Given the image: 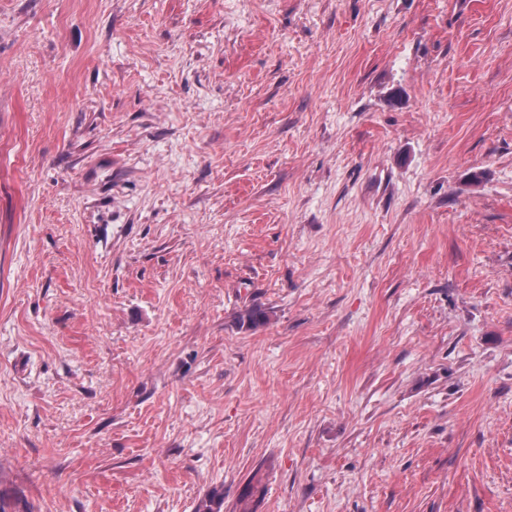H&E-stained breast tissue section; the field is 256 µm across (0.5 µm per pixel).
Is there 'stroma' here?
Here are the masks:
<instances>
[{"instance_id":"35a3bbf8","label":"stroma","mask_w":512,"mask_h":512,"mask_svg":"<svg viewBox=\"0 0 512 512\" xmlns=\"http://www.w3.org/2000/svg\"><path fill=\"white\" fill-rule=\"evenodd\" d=\"M251 477L512 512V0H0V490Z\"/></svg>"}]
</instances>
